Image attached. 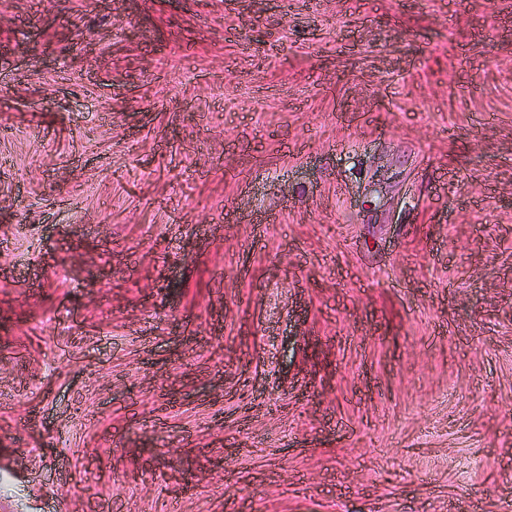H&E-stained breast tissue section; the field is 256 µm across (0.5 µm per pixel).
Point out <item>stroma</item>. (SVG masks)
Wrapping results in <instances>:
<instances>
[{
    "label": "stroma",
    "instance_id": "stroma-1",
    "mask_svg": "<svg viewBox=\"0 0 512 512\" xmlns=\"http://www.w3.org/2000/svg\"><path fill=\"white\" fill-rule=\"evenodd\" d=\"M0 512H512V0H0Z\"/></svg>",
    "mask_w": 512,
    "mask_h": 512
}]
</instances>
